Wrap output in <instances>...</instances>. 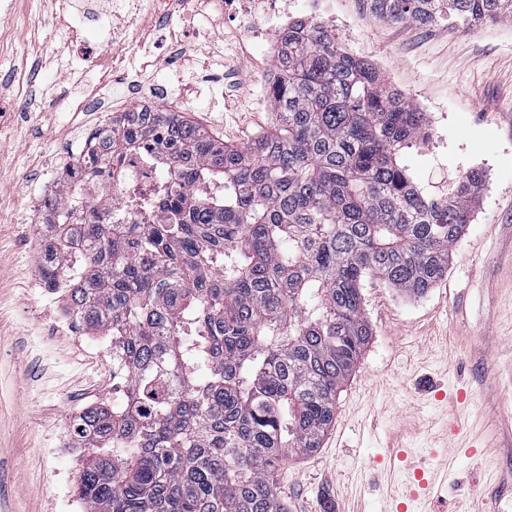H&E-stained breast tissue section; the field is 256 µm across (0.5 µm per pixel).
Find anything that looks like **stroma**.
<instances>
[{
	"label": "stroma",
	"mask_w": 512,
	"mask_h": 512,
	"mask_svg": "<svg viewBox=\"0 0 512 512\" xmlns=\"http://www.w3.org/2000/svg\"><path fill=\"white\" fill-rule=\"evenodd\" d=\"M84 11L64 0H16L0 19V512H63L81 459L51 450L82 408L78 397L112 402L107 336L74 340L48 328L64 299H36L43 215L29 200L58 166L85 113L78 103L97 93L111 99L98 67L78 63L86 48L101 51V24H110L123 51L118 70L137 69L159 83L179 71L176 93L196 108L193 120L227 145H244L270 127L274 115L261 73L269 58L242 39L246 16L224 18L214 0L174 10L176 33L191 47L169 58L165 29L152 0H141L136 25L113 0ZM330 30L347 52L370 60L379 75L427 112L431 139L407 156L427 194L446 190L467 170L486 173L473 221L453 247L447 275L413 298L367 279L369 344L345 384L336 419L315 452L276 473L287 512H393L390 501L406 474L396 456L408 448L429 457L441 446L445 394L465 389L467 436L492 450L499 469L512 470V19L452 27L380 19L370 0H330ZM78 26L87 46L71 43ZM230 77L220 91L199 83L204 64ZM456 480V496H487L512 512V482L483 486L480 462L451 451L432 458Z\"/></svg>",
	"instance_id": "1"
}]
</instances>
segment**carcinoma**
<instances>
[{"label": "carcinoma", "instance_id": "1", "mask_svg": "<svg viewBox=\"0 0 512 512\" xmlns=\"http://www.w3.org/2000/svg\"><path fill=\"white\" fill-rule=\"evenodd\" d=\"M392 23L470 26L512 0H371ZM269 89L273 126L229 147L180 112H124L47 207L41 278L112 336V407L77 416L86 512H285L272 474L320 447L372 336L374 276L420 297L448 273L483 182L437 203L405 157L428 115L336 36L297 22ZM151 152L154 224H108L83 185ZM85 223H71L73 210Z\"/></svg>", "mask_w": 512, "mask_h": 512}]
</instances>
